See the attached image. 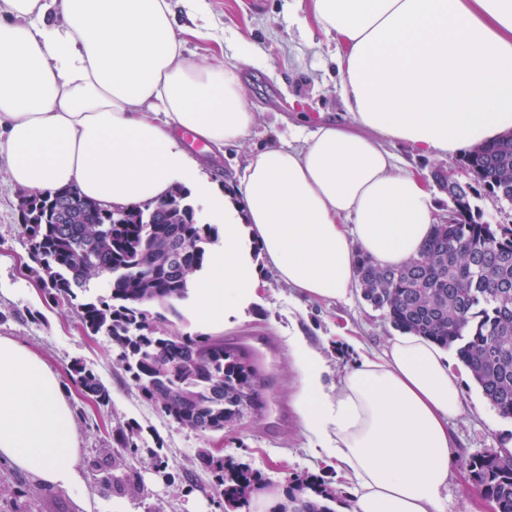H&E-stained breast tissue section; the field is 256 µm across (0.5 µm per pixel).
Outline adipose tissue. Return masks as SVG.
Masks as SVG:
<instances>
[{"label": "adipose tissue", "instance_id": "adipose-tissue-1", "mask_svg": "<svg viewBox=\"0 0 512 512\" xmlns=\"http://www.w3.org/2000/svg\"><path fill=\"white\" fill-rule=\"evenodd\" d=\"M338 56L351 125L253 152L218 192L184 145L214 152L256 122L235 65L186 58L170 0H0V176L30 193L76 188L129 207L176 184L208 198L223 225L196 288L215 329L256 302L262 272L302 298L350 300L354 258L416 256L435 222L419 174L390 146L461 154L512 131V0H308ZM295 407L351 487L346 512H443L465 407L446 350L402 332L327 383L320 352L289 337ZM0 463L83 492L78 428L57 374L0 336Z\"/></svg>", "mask_w": 512, "mask_h": 512}]
</instances>
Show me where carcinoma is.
I'll use <instances>...</instances> for the list:
<instances>
[{"label": "carcinoma", "instance_id": "1", "mask_svg": "<svg viewBox=\"0 0 512 512\" xmlns=\"http://www.w3.org/2000/svg\"><path fill=\"white\" fill-rule=\"evenodd\" d=\"M461 165L473 181L512 204V134L478 145ZM448 221L432 225L420 253L399 267H381L359 252L355 277L363 299L384 312L401 331L427 336L455 348L484 397L512 418V226L483 220L472 185L448 194ZM152 224L137 216L156 205L107 208L72 188L20 196L19 210L29 252L53 298L75 303L90 335L108 336L116 362L126 369L142 396L166 418L201 433H215L235 423L244 410L262 405L263 373L255 354L242 342L222 336L183 334L168 328V315L179 316L175 303L189 297L190 277L204 270L218 241L212 224H200L189 194L175 186ZM68 201L82 218L58 221ZM182 249L174 267L164 244ZM82 396L106 406L110 396L96 374L82 362L70 366ZM138 432L122 425L113 442L129 454L140 451ZM200 464L212 473L224 498V512L249 505L261 476L231 459L203 450ZM123 456L101 448L89 463L93 485L104 497L112 491L141 493L123 473ZM496 512H512V454H489L466 462ZM309 480L295 477L286 501L272 512H335L338 491L323 485L315 498L303 497Z\"/></svg>", "mask_w": 512, "mask_h": 512}]
</instances>
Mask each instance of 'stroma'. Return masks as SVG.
Instances as JSON below:
<instances>
[{"label": "stroma", "mask_w": 512, "mask_h": 512, "mask_svg": "<svg viewBox=\"0 0 512 512\" xmlns=\"http://www.w3.org/2000/svg\"><path fill=\"white\" fill-rule=\"evenodd\" d=\"M207 16L220 35L204 39L194 21L178 12L186 57L211 65H237L246 101L256 112V124L244 141L218 155L200 147L192 152L204 161L213 181L229 189L236 168L258 148L285 145L295 137L293 125L306 117L308 125L323 121L349 122L340 95L334 58L340 50L335 34L321 30L293 0H208ZM400 167L427 175L433 169L454 170L460 181L469 176L460 156H433L406 144L392 147ZM18 189L0 179V336H11L39 354L69 390L75 410L82 463L105 447L115 426L139 428L140 457L129 459L128 471L144 492L103 497L89 488L87 503L62 490L36 484L34 477L9 466L0 467V512H219L221 495L211 473L200 466L201 449H222L224 455L258 472L272 485L289 478L318 476L335 483L332 468L321 458L315 437L293 406L299 378L292 368L288 336L300 331L319 349L330 377H337L351 354L346 337L377 350L396 332L382 311L361 295L350 302H310L271 275H264L259 298L244 318L223 331L225 339L264 338L271 346L263 373L264 406L220 433L197 432L158 414L123 367L116 363L112 343L82 329L74 307L55 304L42 291L37 263L29 254L19 216ZM82 361L110 393L109 406L83 400L72 387L69 368ZM465 412L451 427L457 444L453 474L443 503L444 512H472L481 491L465 466L473 456L499 453L512 444V419L502 417L484 397L472 375L462 380ZM166 461L165 471L152 465L151 452ZM32 484L36 493L21 498L17 490Z\"/></svg>", "instance_id": "1"}]
</instances>
